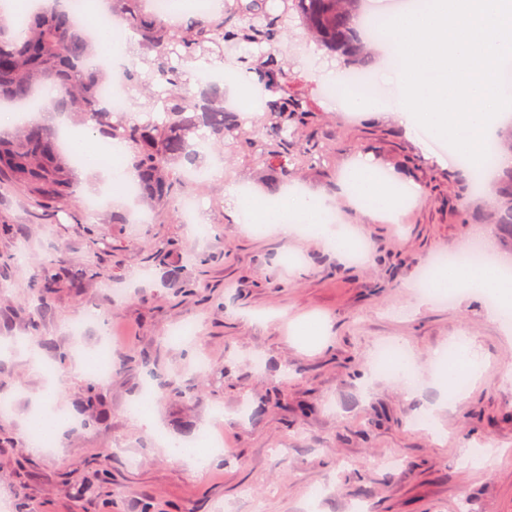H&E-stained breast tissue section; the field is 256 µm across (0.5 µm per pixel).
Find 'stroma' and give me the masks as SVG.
<instances>
[{
	"mask_svg": "<svg viewBox=\"0 0 512 512\" xmlns=\"http://www.w3.org/2000/svg\"><path fill=\"white\" fill-rule=\"evenodd\" d=\"M289 87L318 113L308 144L321 164L296 163L287 183L222 147L209 148L225 182L263 201L287 190L334 197V214L364 238L362 261L297 228L283 239L274 226L249 229L223 184L192 185L210 230L198 239L183 220L157 216L135 198L107 197L91 229L73 221L74 201L33 205L0 185V257L26 242L18 264H0V342L22 340L0 366V387L15 401L0 419V496L7 512H512V327L492 320L485 295L459 288L455 304L422 301L413 288L424 265L485 233L495 253L512 241L474 197V172L460 171L446 143L411 132L390 112H347L327 87L340 84L342 57L328 53L301 22L286 42ZM363 162L409 188L412 199L391 217H369L337 192ZM84 274L63 288L27 327L28 284L57 253ZM107 277L91 274V267ZM195 320L199 334L169 330ZM112 335V375L102 390L99 423L83 425L89 377L82 353L101 329ZM403 342L417 376L405 389L398 373L373 360L379 343ZM468 343L483 365L479 378L441 386L438 352ZM67 359L58 362L56 352ZM262 367H254V358ZM157 368L175 377L180 396L163 395L140 426L128 406L159 392ZM67 425L52 451L34 453L26 423L44 406ZM224 417L213 420L212 409ZM428 416L432 432L411 427ZM209 428L226 450L206 468L174 458L169 445ZM287 455H279V448ZM395 456L397 469L384 467ZM109 477L110 506L80 494L86 478ZM326 487L319 502L316 488Z\"/></svg>",
	"mask_w": 512,
	"mask_h": 512,
	"instance_id": "35a3bbf8",
	"label": "stroma"
}]
</instances>
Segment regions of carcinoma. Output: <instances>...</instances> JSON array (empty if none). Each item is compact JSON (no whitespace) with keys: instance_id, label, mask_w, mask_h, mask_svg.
<instances>
[{"instance_id":"cac0c4a2","label":"carcinoma","mask_w":512,"mask_h":512,"mask_svg":"<svg viewBox=\"0 0 512 512\" xmlns=\"http://www.w3.org/2000/svg\"><path fill=\"white\" fill-rule=\"evenodd\" d=\"M113 2L107 25L118 18L138 36L131 65L118 74L121 83L139 94L134 110L100 108L99 89L112 82V72L102 60L87 66L97 54L93 37L68 8L34 22L15 17V24L27 30L23 41L0 26V104L63 112L82 124L92 122L90 143L106 138L124 143V161L140 184L139 196L157 215L170 218L178 217L175 202L190 189L181 170L201 168L204 147L212 143L254 164L274 167L285 181L299 159L311 164L321 159V153L308 151L297 138L298 125L311 115L302 101L288 97V56L278 44L297 16L322 47L340 52L358 69L365 63L352 25L359 0H224L219 14L197 13L176 24L146 9L144 0ZM232 48L241 51L237 67L254 74L268 93L266 117L249 130L242 128L237 113L224 109V87L192 78L189 69L198 61L222 68L224 53ZM46 87L58 98L46 99ZM71 171L59 127L35 120L0 134V179L34 205L67 201L73 192ZM494 219L512 235V170L498 186ZM64 285L75 287V279L70 258L62 253L28 288L38 308L45 309ZM99 388L91 384L86 396L85 426L97 423Z\"/></svg>"}]
</instances>
